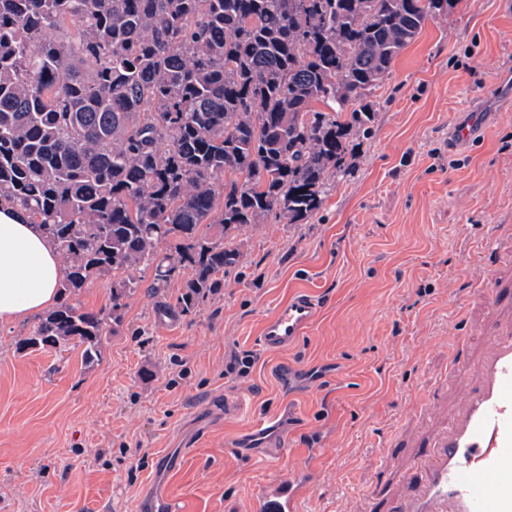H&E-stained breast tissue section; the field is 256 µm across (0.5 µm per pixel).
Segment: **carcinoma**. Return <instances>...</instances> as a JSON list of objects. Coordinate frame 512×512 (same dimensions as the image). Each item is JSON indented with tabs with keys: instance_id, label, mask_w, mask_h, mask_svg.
<instances>
[{
	"instance_id": "cac0c4a2",
	"label": "carcinoma",
	"mask_w": 512,
	"mask_h": 512,
	"mask_svg": "<svg viewBox=\"0 0 512 512\" xmlns=\"http://www.w3.org/2000/svg\"><path fill=\"white\" fill-rule=\"evenodd\" d=\"M451 0H0V205L42 226L59 302L23 350L100 355L132 272L184 316L239 264L232 233L305 224L392 62ZM321 104L326 110H317ZM112 277L110 306L70 303Z\"/></svg>"
}]
</instances>
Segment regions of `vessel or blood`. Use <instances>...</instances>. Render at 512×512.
I'll use <instances>...</instances> for the list:
<instances>
[{"instance_id": "obj_1", "label": "vessel or blood", "mask_w": 512, "mask_h": 512, "mask_svg": "<svg viewBox=\"0 0 512 512\" xmlns=\"http://www.w3.org/2000/svg\"><path fill=\"white\" fill-rule=\"evenodd\" d=\"M512 227L496 226L487 244L496 251L480 299L488 319L449 389L448 421L427 425L411 441L395 486L375 487L361 512H512V251L499 252ZM319 305L298 292L266 317L260 347L288 350L312 327ZM294 477L262 485L250 512H299Z\"/></svg>"}]
</instances>
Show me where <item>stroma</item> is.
Instances as JSON below:
<instances>
[{
  "mask_svg": "<svg viewBox=\"0 0 512 512\" xmlns=\"http://www.w3.org/2000/svg\"><path fill=\"white\" fill-rule=\"evenodd\" d=\"M375 102L321 210L236 231L239 267L192 315L172 307L178 285L153 291L140 270L94 363L78 346L20 350L39 316L0 324V512H137L149 494L160 512H249L293 464L302 512H346L394 481L382 448L416 436L407 405L446 403L443 379L478 342L464 314H484L477 272L494 255L480 243L512 225V0H454ZM474 117L479 137L454 143ZM298 291L320 306L314 325L288 351L260 349L262 321ZM245 351L243 380L230 365Z\"/></svg>",
  "mask_w": 512,
  "mask_h": 512,
  "instance_id": "obj_1",
  "label": "stroma"
}]
</instances>
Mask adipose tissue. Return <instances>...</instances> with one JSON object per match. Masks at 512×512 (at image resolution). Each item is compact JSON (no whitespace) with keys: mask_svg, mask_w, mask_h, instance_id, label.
<instances>
[{"mask_svg":"<svg viewBox=\"0 0 512 512\" xmlns=\"http://www.w3.org/2000/svg\"><path fill=\"white\" fill-rule=\"evenodd\" d=\"M61 276L59 255L39 226L18 210H0V323L53 307Z\"/></svg>","mask_w":512,"mask_h":512,"instance_id":"adipose-tissue-1","label":"adipose tissue"}]
</instances>
